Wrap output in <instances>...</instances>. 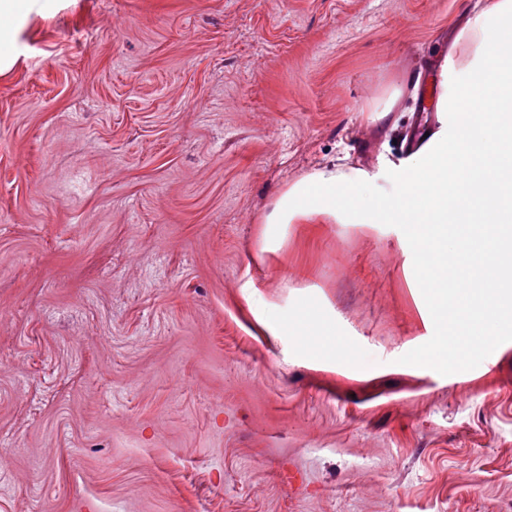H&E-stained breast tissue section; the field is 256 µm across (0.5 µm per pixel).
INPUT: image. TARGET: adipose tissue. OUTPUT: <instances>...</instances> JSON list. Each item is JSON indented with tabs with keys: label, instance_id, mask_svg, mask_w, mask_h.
<instances>
[{
	"label": "adipose tissue",
	"instance_id": "obj_1",
	"mask_svg": "<svg viewBox=\"0 0 512 512\" xmlns=\"http://www.w3.org/2000/svg\"><path fill=\"white\" fill-rule=\"evenodd\" d=\"M479 2L432 80L440 128L407 157L384 159L377 175L350 164L313 170L281 190L264 218L270 244L303 221L397 224L413 262L451 266L450 275L418 277L442 334L422 350L427 362L480 352L493 324L512 316L503 279L512 270V0ZM452 276L462 287H449ZM278 328L310 337L318 353L336 349L335 328L310 307Z\"/></svg>",
	"mask_w": 512,
	"mask_h": 512
}]
</instances>
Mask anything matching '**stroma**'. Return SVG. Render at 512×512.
Masks as SVG:
<instances>
[{"instance_id":"obj_1","label":"stroma","mask_w":512,"mask_h":512,"mask_svg":"<svg viewBox=\"0 0 512 512\" xmlns=\"http://www.w3.org/2000/svg\"><path fill=\"white\" fill-rule=\"evenodd\" d=\"M0 74V512H512V331L435 340L396 224H292L371 173L475 0H34ZM335 325L317 356L274 324ZM423 81V74L418 73L414 78V75H411L408 79L406 78L403 83L394 88L386 98L378 103H370L367 106V112H371L373 115V120H381L389 115L390 112H395V109L399 103L401 96L403 95L406 87L410 83H413V91L417 89L419 83Z\"/></svg>"}]
</instances>
